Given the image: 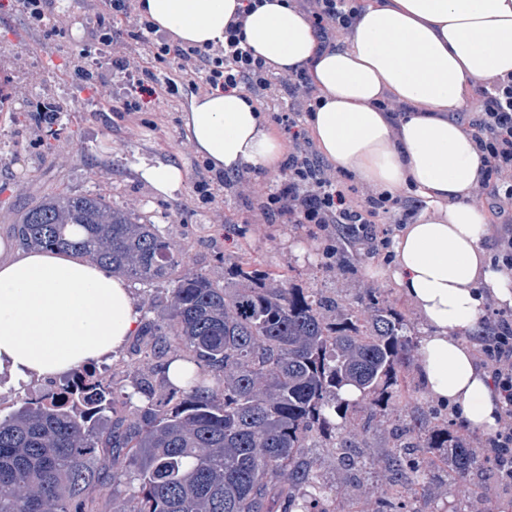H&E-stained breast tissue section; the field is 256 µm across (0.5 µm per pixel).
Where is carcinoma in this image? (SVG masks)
I'll list each match as a JSON object with an SVG mask.
<instances>
[{"mask_svg":"<svg viewBox=\"0 0 512 512\" xmlns=\"http://www.w3.org/2000/svg\"><path fill=\"white\" fill-rule=\"evenodd\" d=\"M358 259L365 238L341 230ZM24 247L69 251L143 285L172 279L168 318L142 329L144 365H165L178 343L194 368L169 384L166 409L149 374L135 393L146 405L122 412L132 397L103 383L89 408L48 392L0 415V512H99V484L139 481L119 512H319L336 488L317 483V460L303 449L329 433L347 473L373 468L370 436L391 423L393 389L405 381L417 343L403 317L363 290L355 305L325 303L256 269L237 265L219 283L204 273H179L186 255L158 225L146 224L99 193L48 194L14 221ZM353 386L360 399L341 397ZM384 460L388 488L380 512H413L405 484L425 475L416 450L448 451L441 481L473 469L478 452L426 424L392 433Z\"/></svg>","mask_w":512,"mask_h":512,"instance_id":"carcinoma-1","label":"carcinoma"}]
</instances>
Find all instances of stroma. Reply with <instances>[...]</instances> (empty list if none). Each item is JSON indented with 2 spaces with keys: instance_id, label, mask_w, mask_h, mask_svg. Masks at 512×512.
<instances>
[{
  "instance_id": "35a3bbf8",
  "label": "stroma",
  "mask_w": 512,
  "mask_h": 512,
  "mask_svg": "<svg viewBox=\"0 0 512 512\" xmlns=\"http://www.w3.org/2000/svg\"><path fill=\"white\" fill-rule=\"evenodd\" d=\"M47 12L72 22L69 39L48 37L33 23L19 0H0V237L12 234V223L23 203L51 193H101L113 206L130 208L136 216L159 225L187 254L189 270L216 281L230 277L235 265L245 264L272 274L294 288L314 289L324 300H353L360 288L378 289L380 301L392 305L414 338L423 323L408 299L389 284L372 278L368 270L387 263L390 251L362 253L346 272L336 271L327 251L342 248L338 236L327 237L313 224L266 222L261 199L252 188L270 191L281 175L251 178L250 190L205 168L195 154L183 124L192 92L138 94L124 70L112 64V53L101 48L99 18L88 0H47ZM138 99L140 123L130 127L117 102ZM57 107L45 119V106ZM175 164L186 173L182 187L169 195L156 192L141 175L145 166ZM210 182L211 197L202 200L200 179ZM170 282L133 285L141 321L163 323L170 303ZM140 340L130 337L120 350L96 368L114 391L132 393L143 355ZM133 405H140L134 397ZM438 413L451 434L479 444L481 432L462 426L450 407H437L423 388L418 371L397 401L401 421ZM370 455L377 467L359 482L345 478L323 436L311 440L309 456L318 460L321 483L340 487L326 502L327 512H376L385 488L382 461L389 446L387 431L370 439ZM406 496L414 512H450L477 498L486 512L512 507V490L498 486L489 464L481 462L462 478L449 482L439 494L430 477L408 485Z\"/></svg>"
}]
</instances>
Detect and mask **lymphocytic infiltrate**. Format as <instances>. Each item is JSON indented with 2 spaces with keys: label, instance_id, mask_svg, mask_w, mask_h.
<instances>
[{
  "label": "lymphocytic infiltrate",
  "instance_id": "obj_1",
  "mask_svg": "<svg viewBox=\"0 0 512 512\" xmlns=\"http://www.w3.org/2000/svg\"><path fill=\"white\" fill-rule=\"evenodd\" d=\"M262 0H244L224 26V40L205 46L174 40H156L151 22L128 11L126 0H99L101 15L111 29L100 34L102 44L112 49V61L129 72L137 88L155 92L159 85L183 83L194 92L207 94L221 88L243 92L258 111L269 113L276 124L287 127L288 177L266 197L267 217H287L292 224H406L414 215L401 196L362 191L349 185L324 160L306 130V120L320 102L317 87L306 71L274 81L270 63L256 57L245 40L249 15ZM310 20L324 45L339 44L360 19L357 0H288ZM131 33L141 45L145 63L131 61L127 46L112 36V29ZM168 63L165 77H158L149 60ZM475 114L460 121L462 132L476 142L484 167L475 185L485 196L494 216L488 226L494 268L512 271V75L493 77L477 85ZM488 329L478 358L490 373L508 421L481 441L483 456L498 482L512 487V312L493 308L485 318Z\"/></svg>",
  "mask_w": 512,
  "mask_h": 512
}]
</instances>
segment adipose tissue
<instances>
[{"instance_id": "adipose-tissue-1", "label": "adipose tissue", "mask_w": 512, "mask_h": 512, "mask_svg": "<svg viewBox=\"0 0 512 512\" xmlns=\"http://www.w3.org/2000/svg\"><path fill=\"white\" fill-rule=\"evenodd\" d=\"M242 0H137L140 14L176 40L224 38ZM245 38L276 74L306 69L321 104L308 127L323 157L377 190L407 188L425 202L392 243L378 280L400 288L424 323L418 372L428 396L460 423L489 432L500 402L460 332H477L482 292L512 306V277L483 246L488 216L472 198L481 154L454 119L469 91L512 74V0H366L341 46L321 47L286 0H266ZM405 107L379 109L385 93ZM188 139L215 170L277 173L286 145L241 92L192 99ZM125 279L59 251L0 238V376L24 385L56 378L119 350L139 328Z\"/></svg>"}]
</instances>
